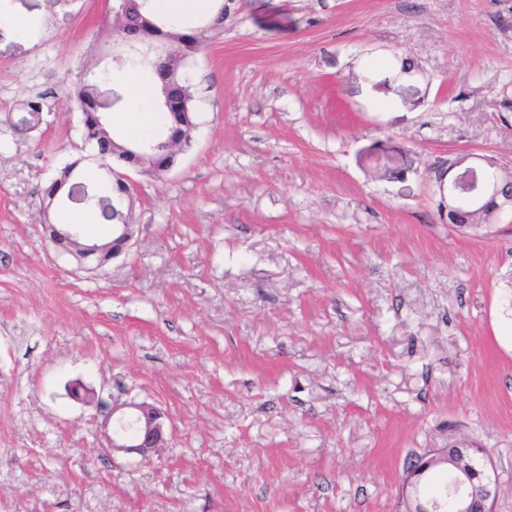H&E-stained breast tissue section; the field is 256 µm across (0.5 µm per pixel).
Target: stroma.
<instances>
[{
  "instance_id": "1",
  "label": "stroma",
  "mask_w": 512,
  "mask_h": 512,
  "mask_svg": "<svg viewBox=\"0 0 512 512\" xmlns=\"http://www.w3.org/2000/svg\"><path fill=\"white\" fill-rule=\"evenodd\" d=\"M112 0H0V512H402L416 457L484 449L512 512V210L448 221L450 160L512 176V0H224L184 68L191 144L131 173L134 244L77 269L44 189L71 91L121 78ZM81 384L93 400L73 397ZM129 400L173 434L103 456Z\"/></svg>"
}]
</instances>
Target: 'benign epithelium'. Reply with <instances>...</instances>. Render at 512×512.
<instances>
[{
    "label": "benign epithelium",
    "instance_id": "benign-epithelium-1",
    "mask_svg": "<svg viewBox=\"0 0 512 512\" xmlns=\"http://www.w3.org/2000/svg\"><path fill=\"white\" fill-rule=\"evenodd\" d=\"M114 14V43L129 48L141 64L163 63L167 50L148 35L127 32L124 7L112 9ZM163 105L170 112H178L185 105V97L164 86ZM444 191L455 199H463L472 209L480 207L487 196L501 197L503 205L512 206V179L498 173L496 164L477 156L468 168L459 171L444 186ZM169 416L148 403H130L127 410L112 408L104 426H112V437L103 448L107 456L113 452L137 453L148 460L166 445ZM438 465L446 466L450 482L443 498L421 499L415 494L416 479ZM497 483L490 474L483 450L457 443L439 448L434 453L417 458L407 470L402 488L405 512H493Z\"/></svg>",
    "mask_w": 512,
    "mask_h": 512
}]
</instances>
